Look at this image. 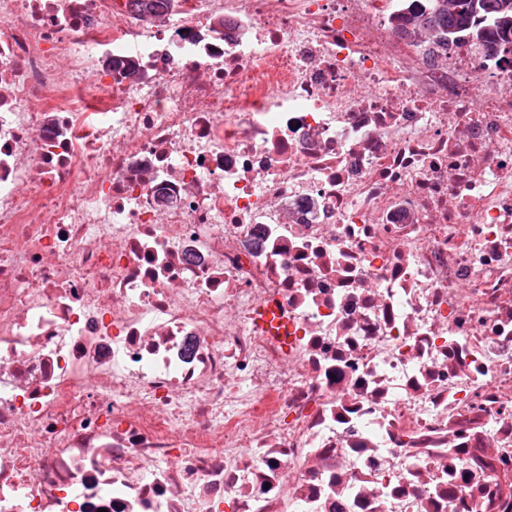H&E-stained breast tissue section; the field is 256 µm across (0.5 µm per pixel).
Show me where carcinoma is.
Instances as JSON below:
<instances>
[{
  "mask_svg": "<svg viewBox=\"0 0 512 512\" xmlns=\"http://www.w3.org/2000/svg\"><path fill=\"white\" fill-rule=\"evenodd\" d=\"M432 7L417 22L423 32L441 31L482 41L493 33L501 50L512 53V0H430Z\"/></svg>",
  "mask_w": 512,
  "mask_h": 512,
  "instance_id": "cac0c4a2",
  "label": "carcinoma"
}]
</instances>
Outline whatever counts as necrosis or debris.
I'll list each match as a JSON object with an SVG mask.
<instances>
[{
    "label": "necrosis or debris",
    "instance_id": "obj_1",
    "mask_svg": "<svg viewBox=\"0 0 512 512\" xmlns=\"http://www.w3.org/2000/svg\"><path fill=\"white\" fill-rule=\"evenodd\" d=\"M428 6L0 0V512H512V56Z\"/></svg>",
    "mask_w": 512,
    "mask_h": 512
}]
</instances>
